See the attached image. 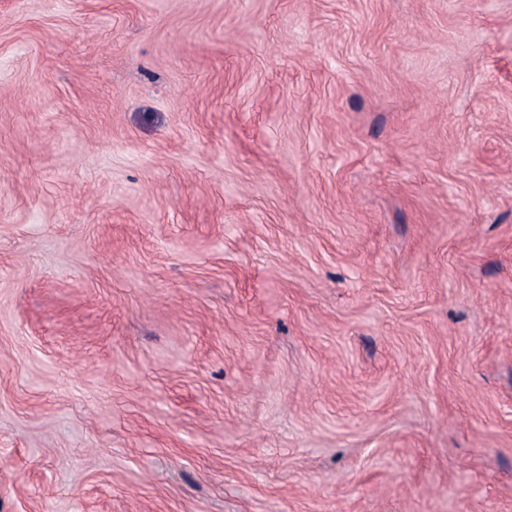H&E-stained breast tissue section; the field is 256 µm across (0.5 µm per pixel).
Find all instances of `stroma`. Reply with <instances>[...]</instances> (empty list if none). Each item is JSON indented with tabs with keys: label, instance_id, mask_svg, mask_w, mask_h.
<instances>
[{
	"label": "stroma",
	"instance_id": "obj_1",
	"mask_svg": "<svg viewBox=\"0 0 512 512\" xmlns=\"http://www.w3.org/2000/svg\"><path fill=\"white\" fill-rule=\"evenodd\" d=\"M0 512H512V0H0Z\"/></svg>",
	"mask_w": 512,
	"mask_h": 512
}]
</instances>
